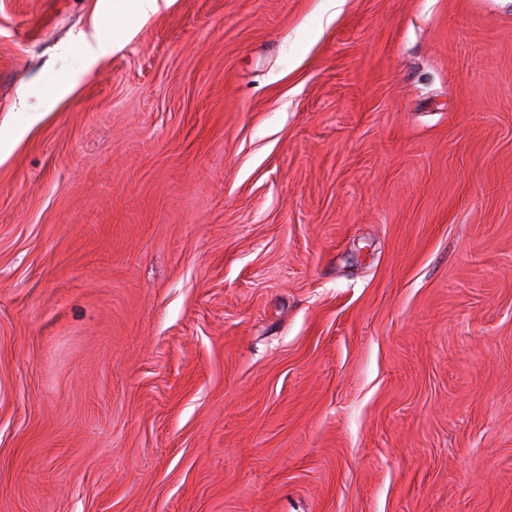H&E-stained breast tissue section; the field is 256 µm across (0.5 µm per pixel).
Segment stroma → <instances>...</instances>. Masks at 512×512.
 I'll list each match as a JSON object with an SVG mask.
<instances>
[{"label":"stroma","mask_w":512,"mask_h":512,"mask_svg":"<svg viewBox=\"0 0 512 512\" xmlns=\"http://www.w3.org/2000/svg\"><path fill=\"white\" fill-rule=\"evenodd\" d=\"M324 4L0 0V512H512V0Z\"/></svg>","instance_id":"obj_1"}]
</instances>
